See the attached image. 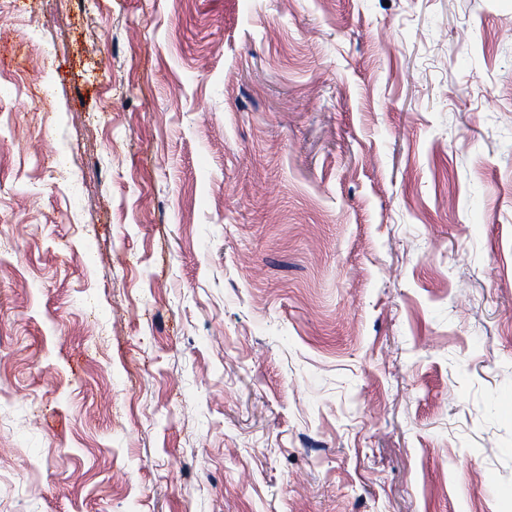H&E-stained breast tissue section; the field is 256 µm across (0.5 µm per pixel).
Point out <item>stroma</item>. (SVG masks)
<instances>
[{
	"label": "stroma",
	"instance_id": "stroma-1",
	"mask_svg": "<svg viewBox=\"0 0 512 512\" xmlns=\"http://www.w3.org/2000/svg\"><path fill=\"white\" fill-rule=\"evenodd\" d=\"M0 512H512V0H0Z\"/></svg>",
	"mask_w": 512,
	"mask_h": 512
}]
</instances>
